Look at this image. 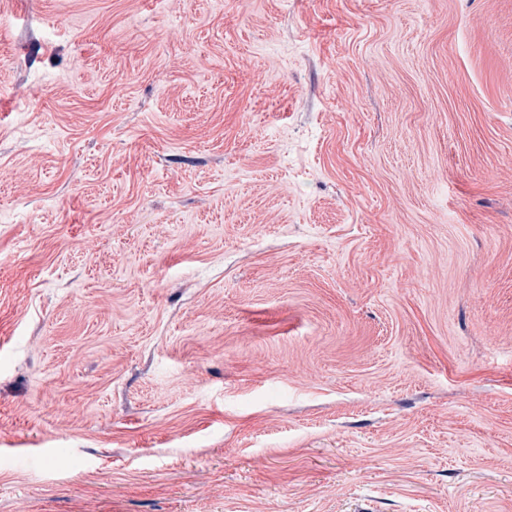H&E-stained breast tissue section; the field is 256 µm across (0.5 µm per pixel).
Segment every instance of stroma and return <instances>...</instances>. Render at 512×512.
<instances>
[{
	"label": "stroma",
	"instance_id": "stroma-1",
	"mask_svg": "<svg viewBox=\"0 0 512 512\" xmlns=\"http://www.w3.org/2000/svg\"><path fill=\"white\" fill-rule=\"evenodd\" d=\"M0 512H512V0H0Z\"/></svg>",
	"mask_w": 512,
	"mask_h": 512
}]
</instances>
